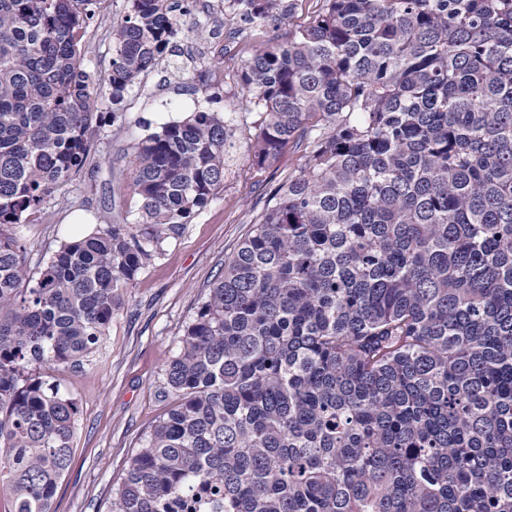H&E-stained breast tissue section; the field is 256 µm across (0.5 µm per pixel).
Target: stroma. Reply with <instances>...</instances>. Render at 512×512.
Listing matches in <instances>:
<instances>
[{
    "label": "stroma",
    "instance_id": "1",
    "mask_svg": "<svg viewBox=\"0 0 512 512\" xmlns=\"http://www.w3.org/2000/svg\"><path fill=\"white\" fill-rule=\"evenodd\" d=\"M210 8L193 7L175 40V53L150 70L113 103L106 79L112 69L113 27L130 12V0H105L88 27L87 60L102 81V111L116 112L98 131L95 151L71 184L67 205L47 203L32 223L17 226L28 243L30 264L47 259L79 229L126 224L135 217L127 185L136 143L161 123L212 108L210 86L221 83L223 102L240 104L237 75L256 47L284 41L290 27L308 22L315 0H305L289 25L249 30ZM252 114L233 115L224 155V185L213 201L123 290V304L83 368L57 373L63 392L79 402L72 462L54 496L56 512H109L113 491L148 428L170 405L160 390L165 369L224 260L247 234L272 189L303 163L301 152L286 151L278 163L257 170L248 161Z\"/></svg>",
    "mask_w": 512,
    "mask_h": 512
}]
</instances>
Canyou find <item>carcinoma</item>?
I'll list each match as a JSON object with an SVG mask.
<instances>
[{
	"mask_svg": "<svg viewBox=\"0 0 512 512\" xmlns=\"http://www.w3.org/2000/svg\"><path fill=\"white\" fill-rule=\"evenodd\" d=\"M105 0H0V493L55 512L79 367L120 289L224 185L230 113L138 145L131 224L36 271L14 232L86 167ZM252 28L293 4L231 0ZM240 71L274 189L166 369L109 512H512V0H319ZM170 0L113 29L112 103L173 52Z\"/></svg>",
	"mask_w": 512,
	"mask_h": 512,
	"instance_id": "cac0c4a2",
	"label": "carcinoma"
}]
</instances>
